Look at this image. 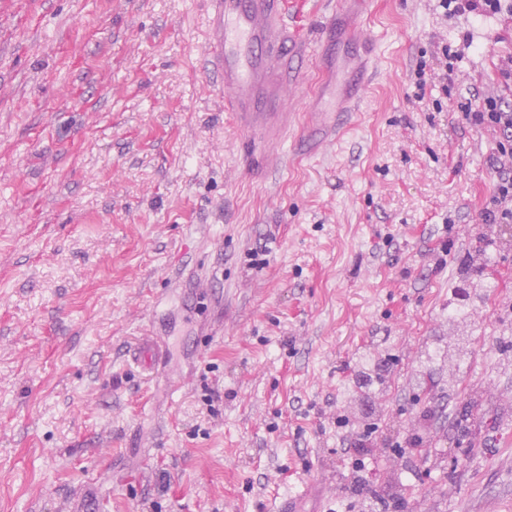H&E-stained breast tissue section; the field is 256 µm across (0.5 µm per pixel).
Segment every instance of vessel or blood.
<instances>
[{
	"instance_id": "b4317fda",
	"label": "vessel or blood",
	"mask_w": 512,
	"mask_h": 512,
	"mask_svg": "<svg viewBox=\"0 0 512 512\" xmlns=\"http://www.w3.org/2000/svg\"><path fill=\"white\" fill-rule=\"evenodd\" d=\"M287 0H210L205 19L207 61L224 88V109L236 126L256 134L248 146L259 164H268L266 139L288 125V100L281 89L300 75L301 43L283 23ZM344 113L332 112L313 127L305 146L322 147Z\"/></svg>"
}]
</instances>
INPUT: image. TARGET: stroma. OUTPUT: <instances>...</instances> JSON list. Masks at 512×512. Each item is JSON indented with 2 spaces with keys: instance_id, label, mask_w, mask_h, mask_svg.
<instances>
[{
  "instance_id": "stroma-1",
  "label": "stroma",
  "mask_w": 512,
  "mask_h": 512,
  "mask_svg": "<svg viewBox=\"0 0 512 512\" xmlns=\"http://www.w3.org/2000/svg\"><path fill=\"white\" fill-rule=\"evenodd\" d=\"M337 2L288 0L305 56L266 169L203 66L207 0H0V512H274L310 478L358 512L368 427L388 512H512V224L482 220L503 136L461 112L512 100V13ZM335 112H320L325 120L329 123H321L316 127H313L305 137V146L308 150L314 151L318 148L322 147L328 139L329 132L332 129H336V125H340L344 122L345 113H341L342 111ZM329 118V119H328Z\"/></svg>"
}]
</instances>
